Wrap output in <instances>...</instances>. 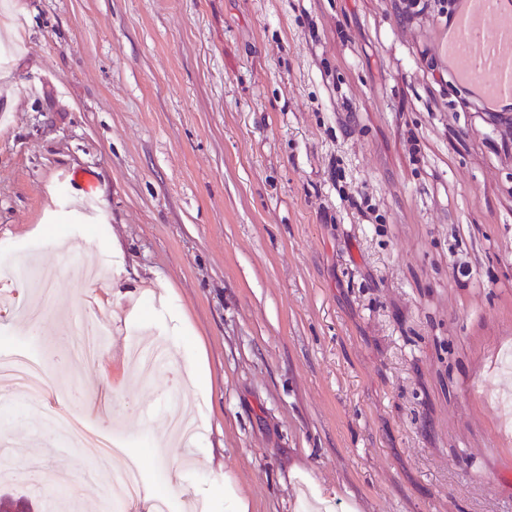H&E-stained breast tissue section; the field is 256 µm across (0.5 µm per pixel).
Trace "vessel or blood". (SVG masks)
<instances>
[{
	"mask_svg": "<svg viewBox=\"0 0 512 512\" xmlns=\"http://www.w3.org/2000/svg\"><path fill=\"white\" fill-rule=\"evenodd\" d=\"M447 51L459 83L484 100L512 103V0H464Z\"/></svg>",
	"mask_w": 512,
	"mask_h": 512,
	"instance_id": "vessel-or-blood-1",
	"label": "vessel or blood"
}]
</instances>
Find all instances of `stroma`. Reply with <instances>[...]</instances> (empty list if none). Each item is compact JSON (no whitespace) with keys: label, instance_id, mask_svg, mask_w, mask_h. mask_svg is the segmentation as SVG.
Here are the masks:
<instances>
[{"label":"stroma","instance_id":"1","mask_svg":"<svg viewBox=\"0 0 512 512\" xmlns=\"http://www.w3.org/2000/svg\"><path fill=\"white\" fill-rule=\"evenodd\" d=\"M452 9L0 0V354L45 366L0 405V495L105 512L67 415L141 468L119 512H224L228 474L250 512H512V108L452 79ZM72 334L74 336H81L75 344L76 358H90L101 346L102 340L98 336L103 335L92 332L86 326L80 333L72 332Z\"/></svg>","mask_w":512,"mask_h":512}]
</instances>
